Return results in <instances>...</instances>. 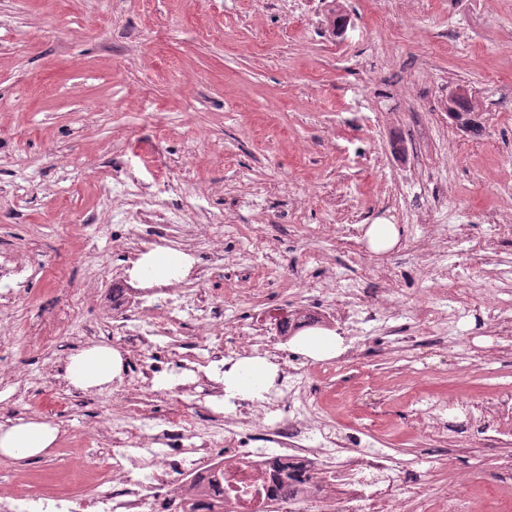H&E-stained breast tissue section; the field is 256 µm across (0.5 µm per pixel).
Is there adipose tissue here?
Instances as JSON below:
<instances>
[{
  "label": "adipose tissue",
  "mask_w": 512,
  "mask_h": 512,
  "mask_svg": "<svg viewBox=\"0 0 512 512\" xmlns=\"http://www.w3.org/2000/svg\"><path fill=\"white\" fill-rule=\"evenodd\" d=\"M190 257L176 249L157 250L145 255L137 264L139 276L164 285L186 275ZM122 358L118 351L105 344H95L69 358L64 375L73 387L80 390L99 388L118 378ZM277 365L267 358L255 356L234 364L219 376L225 400L262 397L272 386ZM58 430L48 422L34 418H17L10 426H0V455L16 464L42 456L55 443Z\"/></svg>",
  "instance_id": "1"
}]
</instances>
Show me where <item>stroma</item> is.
I'll use <instances>...</instances> for the list:
<instances>
[{
	"instance_id": "35a3bbf8",
	"label": "stroma",
	"mask_w": 512,
	"mask_h": 512,
	"mask_svg": "<svg viewBox=\"0 0 512 512\" xmlns=\"http://www.w3.org/2000/svg\"><path fill=\"white\" fill-rule=\"evenodd\" d=\"M345 34L334 33L335 14ZM465 89L479 104L480 134L448 116ZM146 188L155 209H187L192 224H236L224 261L195 255L202 283L224 307L225 333L239 318L269 325L322 294L316 320L353 344L331 303L351 281L390 289L411 308L448 282L469 290L462 315L418 360L374 346L370 371L387 415L326 411V426L359 429L376 448L422 456L423 479L401 485L403 512H439L460 478L485 495L512 490L507 449L456 451L454 436L414 426L418 388L448 399L464 420L494 395H512V334L474 311L512 310V239L489 224H461L474 208L512 219V0H0V249L27 250L39 268L26 293L0 312V331L24 327L72 293L96 290L63 348L15 344V377L63 370L93 344L123 349L109 333L118 281H133L142 254L165 248L123 213L112 177ZM402 227L398 248L372 253L354 224ZM63 224L79 234L58 235ZM104 224L127 234L130 256L113 253ZM428 238L432 262L414 253ZM256 253L254 262L240 254ZM108 400L78 399L69 433L9 477L52 480L63 449L85 455L94 414Z\"/></svg>"
}]
</instances>
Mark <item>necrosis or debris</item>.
Segmentation results:
<instances>
[{
  "mask_svg": "<svg viewBox=\"0 0 512 512\" xmlns=\"http://www.w3.org/2000/svg\"><path fill=\"white\" fill-rule=\"evenodd\" d=\"M130 206L141 223L182 241L187 254H194L199 244L221 240L210 224L195 225L192 237H185L179 213L149 209L142 196L132 197ZM35 274L27 254L0 249V309L12 307ZM204 278L202 269L196 267L164 286L170 304L152 314L146 326L132 315L136 293L124 289L112 300L113 335L135 336L140 345L149 347L154 338L190 327L200 338L198 351L222 360L225 349L218 338L223 324L216 318V305L201 287ZM347 294V301L335 310L337 321L357 325L367 341L381 333L391 336L393 353L415 349L417 336L435 335L437 327L449 325L456 316L451 288L437 302L412 314L391 306L382 319L375 313L376 305L383 302L381 289L361 280ZM84 302L78 296L53 306L27 326L24 346L45 348L72 330L74 308ZM340 368L363 374L369 365L361 349L353 347L337 367H322L312 375L290 370L279 381L277 395L260 403H241L222 416L198 402H185L152 434L145 433L140 423L151 419L154 403L165 399V391L152 390L145 400L123 388L112 399L128 419L119 423L110 414L101 419L95 434L98 447L83 470L94 493H9L0 496V512H181L179 483L194 478L211 483L216 495L224 499V512H267L271 504L277 512H316L320 506L326 512H350L351 504L360 500L365 512H396L398 483L402 475L412 472V462L383 449L363 450L353 433L339 440L316 435L319 405L297 401L298 393L313 390V378L330 377ZM160 445L165 448L161 454L156 451ZM283 466L297 489L274 504L270 501L274 474Z\"/></svg>",
  "mask_w": 512,
  "mask_h": 512,
  "instance_id": "1",
  "label": "necrosis or debris"
}]
</instances>
